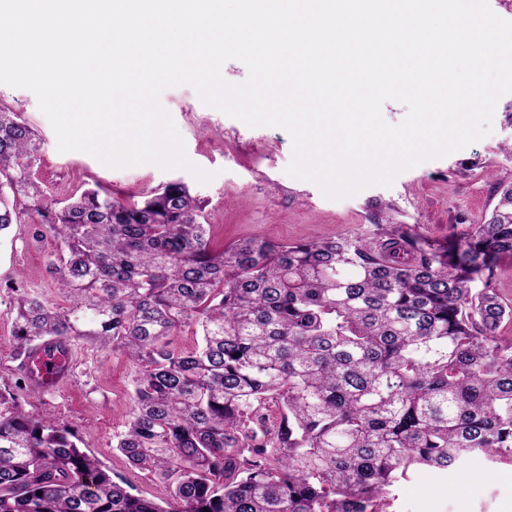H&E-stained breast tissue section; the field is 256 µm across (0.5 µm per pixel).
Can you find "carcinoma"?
I'll use <instances>...</instances> for the list:
<instances>
[{
  "label": "carcinoma",
  "instance_id": "obj_1",
  "mask_svg": "<svg viewBox=\"0 0 512 512\" xmlns=\"http://www.w3.org/2000/svg\"><path fill=\"white\" fill-rule=\"evenodd\" d=\"M37 161L35 130L1 106L0 232L42 225L69 301L17 298L16 356L73 336L121 349L138 372L115 448L169 502L0 390V512H387L386 488L420 471L512 456V303L492 287L512 255V182L463 237L377 206L364 234L218 249L180 180L139 205L86 189L59 207ZM190 327L200 341L177 348Z\"/></svg>",
  "mask_w": 512,
  "mask_h": 512
}]
</instances>
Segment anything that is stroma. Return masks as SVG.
<instances>
[{"mask_svg":"<svg viewBox=\"0 0 512 512\" xmlns=\"http://www.w3.org/2000/svg\"><path fill=\"white\" fill-rule=\"evenodd\" d=\"M184 140L188 158L214 175L203 184L188 171L153 164L110 168L89 154L57 149L55 132L29 90L0 84V105L10 107L40 136L34 177L57 200L95 186L113 203L132 205L173 180L185 182L200 197L213 242L225 246L242 238L277 242L326 239L367 230L377 203L393 205L398 222L418 224L433 238L470 231L495 206L499 179L512 175L502 149L512 143V94L495 107L491 132L465 149L423 162L400 173L389 186H371L357 195L330 200L311 182L285 172L292 140L278 127L251 128L204 105L188 85L161 95ZM56 240L38 224H15L0 233V388L15 390L25 413L46 414L77 431L85 451L142 495L163 500L164 483L133 467L115 448L132 413L137 369L125 355L95 341L74 337L73 375L60 391L32 390L13 355V305L27 292L58 307L66 301L48 260ZM393 512H512V460L497 464L475 458L442 473L424 472L390 488Z\"/></svg>","mask_w":512,"mask_h":512,"instance_id":"35a3bbf8","label":"stroma"}]
</instances>
